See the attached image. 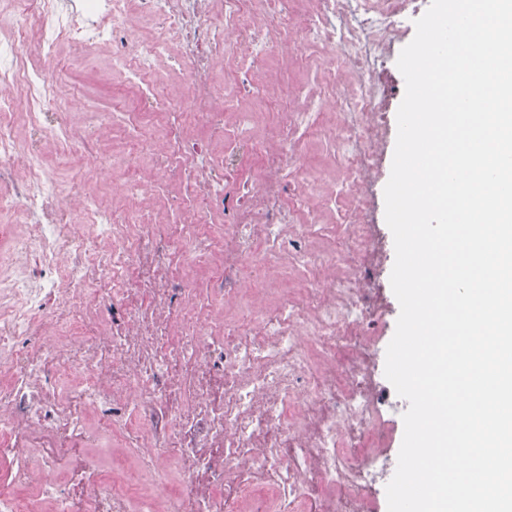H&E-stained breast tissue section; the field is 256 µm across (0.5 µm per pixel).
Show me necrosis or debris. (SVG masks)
Returning <instances> with one entry per match:
<instances>
[{"instance_id":"obj_1","label":"necrosis or debris","mask_w":512,"mask_h":512,"mask_svg":"<svg viewBox=\"0 0 512 512\" xmlns=\"http://www.w3.org/2000/svg\"><path fill=\"white\" fill-rule=\"evenodd\" d=\"M14 0L0 15L13 32L11 76L0 75V512H376L372 480L390 433L367 364L380 338L376 273L359 259L375 231L367 202L343 199L336 178L377 174L385 122L375 73L403 37L418 0ZM155 35L132 42L135 21ZM41 36V65L26 57ZM95 53L140 84L165 139L140 135L129 151L96 157V141L62 121L51 46ZM312 57L322 105L350 120L330 123L259 61ZM345 49L344 62L328 52ZM177 47L186 86L171 96L151 65ZM231 53L240 74L223 91L213 60ZM248 88L284 104L272 138L249 134L252 114L227 125ZM205 121L224 144L183 137ZM326 147L316 174L301 163L308 138ZM96 168L134 165L121 198L92 199L63 186L46 166L75 149ZM263 160L261 176L236 182L241 159ZM202 202L184 224L155 218L150 202L181 175ZM224 225L203 229L206 211ZM87 216L84 224L74 215ZM212 266L200 294L186 266Z\"/></svg>"}]
</instances>
